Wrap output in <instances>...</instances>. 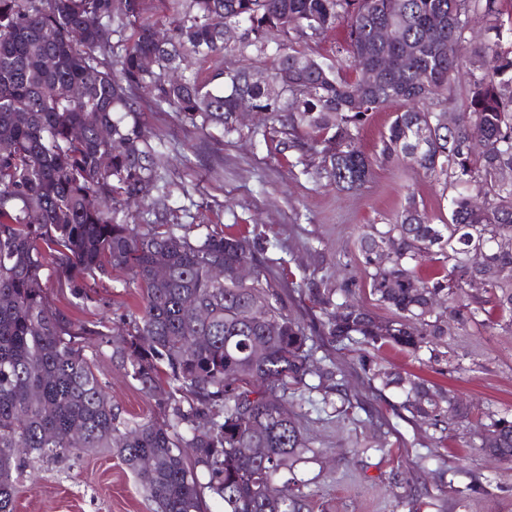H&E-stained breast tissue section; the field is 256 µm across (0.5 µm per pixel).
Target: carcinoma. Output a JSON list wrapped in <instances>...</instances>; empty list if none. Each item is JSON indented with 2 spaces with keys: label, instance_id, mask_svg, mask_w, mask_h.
Wrapping results in <instances>:
<instances>
[{
  "label": "carcinoma",
  "instance_id": "1",
  "mask_svg": "<svg viewBox=\"0 0 512 512\" xmlns=\"http://www.w3.org/2000/svg\"><path fill=\"white\" fill-rule=\"evenodd\" d=\"M163 2V14L150 15L145 0H124L119 11L113 0H0V512H13L15 480L31 463L96 448L123 461L156 512H209L208 494L222 512H301L295 468L311 448L288 405L305 401L358 422L334 368L315 373L312 337L282 313L264 272L234 278L236 265L250 263L242 241L214 230L193 236L178 223L158 185L162 153L125 118L139 90L228 139L241 134L237 105L247 97L279 123V152L314 151L319 163L304 173L346 192L372 171L360 129L402 105L379 159L408 160L453 188L448 222L432 223L409 194L393 223L367 225L359 251L370 294L397 318L334 305L331 289L318 288L321 332L336 343L426 350L430 362L445 356L437 342L453 325L512 333V248L493 253L504 275L468 292V252L512 239V44H501L502 0ZM473 15L495 41L467 71V123L450 131L443 104L461 72L448 39L462 49ZM381 24L393 41L377 40ZM339 25L336 57L314 55L310 42ZM397 42L417 49L409 69L391 67L370 86L344 74L349 61L363 69L390 60ZM248 49L271 56L272 75L286 74L278 94L222 62ZM212 60L206 75L192 70ZM422 125L434 127L423 144ZM382 247L391 257L379 258ZM48 256L80 298L110 270L131 271L142 300L132 329L114 340L106 324L77 323L53 306L42 287ZM430 256L443 275L421 278L416 268ZM160 260L170 270L164 281ZM104 343L163 420L121 417L96 374ZM362 368L400 390L399 408L436 431L468 418L451 392L443 401L423 381ZM313 375L318 382H308ZM478 438L479 451L512 463V415L487 413Z\"/></svg>",
  "mask_w": 512,
  "mask_h": 512
}]
</instances>
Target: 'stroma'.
I'll return each mask as SVG.
<instances>
[{
    "label": "stroma",
    "instance_id": "1",
    "mask_svg": "<svg viewBox=\"0 0 512 512\" xmlns=\"http://www.w3.org/2000/svg\"><path fill=\"white\" fill-rule=\"evenodd\" d=\"M137 109L138 121L166 156L161 175L173 186L169 205L180 222L203 232L221 229L245 241L267 271L284 312L306 331H313L322 317L311 300L314 288L331 289L335 302L392 318V310L371 295L359 254L366 225L392 222L410 192L434 223L448 219L450 202L440 183L411 163L376 160L397 105L376 113L361 129L359 145L375 164L368 182L349 193L303 175L302 165L312 161V152H278L279 136L269 131L266 116L253 120L252 132L228 140L219 129L193 127L170 108L155 107L150 98L139 99ZM43 287L51 304L81 323L128 321L140 314L132 274L126 270L113 271L85 301L73 297L53 263L44 272ZM315 344L318 356L342 369L346 392L362 409L354 424L306 403L289 406V415L306 420L312 448L297 467L306 512H408L410 501L420 504L421 512H512V464L478 453L479 440L469 426L441 441L426 423L405 422L393 409L399 401L396 390L372 393L360 368L364 362L383 365L427 380L439 391H455L476 423L487 411H512V334L454 332L445 337L441 348L459 359L458 371L447 361L429 363L390 346L361 349L324 338ZM111 352L104 347L98 370L113 402L126 418H159L154 402L112 361ZM363 446L369 449L364 459L356 454ZM385 448L422 455L436 450L450 472L444 478L418 474L395 486L393 464L381 455ZM475 477L481 488L466 499L447 498L440 491L443 479L463 488ZM14 512H155V506L117 456L81 452L26 469L17 481Z\"/></svg>",
    "mask_w": 512,
    "mask_h": 512
}]
</instances>
